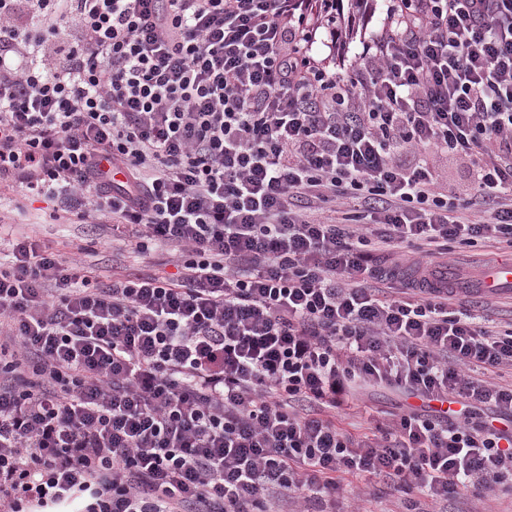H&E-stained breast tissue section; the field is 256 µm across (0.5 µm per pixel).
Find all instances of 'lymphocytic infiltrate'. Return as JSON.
Listing matches in <instances>:
<instances>
[{
  "label": "lymphocytic infiltrate",
  "instance_id": "1",
  "mask_svg": "<svg viewBox=\"0 0 512 512\" xmlns=\"http://www.w3.org/2000/svg\"><path fill=\"white\" fill-rule=\"evenodd\" d=\"M322 16L0 0V182L176 267L103 283L8 240L0 512H328L346 475L435 512L512 476V383L471 374L512 370V323L480 325L432 262L512 251V0H392L334 74ZM375 387L409 400L389 435L340 428ZM436 166L448 187V193L463 200L468 182L467 161L458 156H440L436 159Z\"/></svg>",
  "mask_w": 512,
  "mask_h": 512
}]
</instances>
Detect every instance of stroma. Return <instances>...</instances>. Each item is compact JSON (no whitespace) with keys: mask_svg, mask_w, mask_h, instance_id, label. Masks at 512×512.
I'll use <instances>...</instances> for the list:
<instances>
[{"mask_svg":"<svg viewBox=\"0 0 512 512\" xmlns=\"http://www.w3.org/2000/svg\"><path fill=\"white\" fill-rule=\"evenodd\" d=\"M388 4L389 0H372L366 15L356 20V38L345 48H338L330 28L318 30L313 51L323 61L327 71H343L361 52L363 42L380 27ZM53 209V202L32 199L17 188L0 187V214L11 217L17 228L36 235L64 253L70 252L72 241L82 240L90 249L84 262L99 279L108 280L116 274L166 273L168 254L165 248H157L147 257L140 256L113 243L111 237H101L91 232L87 225L54 221L51 217ZM505 258L502 251L480 242L472 246L451 245L448 254L435 257L434 263L443 270L450 267L457 271L464 269L481 276L489 266ZM403 402V397L395 389H367L360 392L346 414L338 417L337 423L354 433H378L393 420ZM344 488V498L336 502L341 512H393L395 508L386 484L378 479L351 478L345 481ZM447 512H512V486L501 485L495 494L482 500L474 498L463 488L451 489Z\"/></svg>","mask_w":512,"mask_h":512,"instance_id":"1","label":"stroma"}]
</instances>
